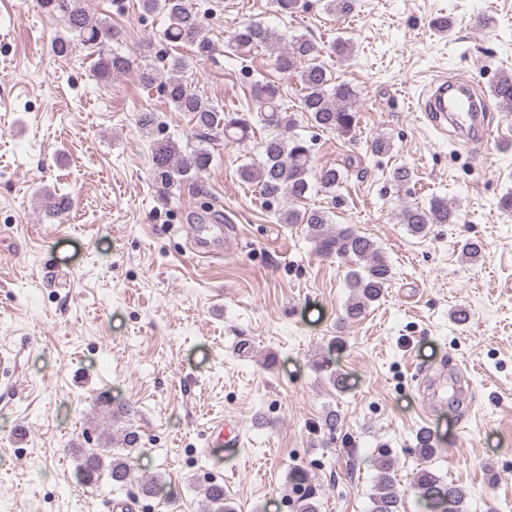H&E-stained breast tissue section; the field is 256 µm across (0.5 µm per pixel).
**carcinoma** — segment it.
Returning a JSON list of instances; mask_svg holds the SVG:
<instances>
[{"label":"carcinoma","instance_id":"cac0c4a2","mask_svg":"<svg viewBox=\"0 0 512 512\" xmlns=\"http://www.w3.org/2000/svg\"><path fill=\"white\" fill-rule=\"evenodd\" d=\"M43 8L57 12L63 18L68 35L60 36L51 44L52 52L67 57L73 51L74 42L97 52L94 63L96 73L102 78L124 72L128 59L109 50L112 26L105 21L89 18L82 0H40ZM142 13L164 14L168 25L163 39L176 47L181 44L196 48L201 56L210 55L215 45L205 35L202 20L187 0H139ZM234 41L241 48L263 47L276 55L278 68L285 73H298L302 84V111L317 128L336 131L344 136L352 135L358 124L357 93L346 83L332 84L330 70L317 59L315 46L304 36H296L289 47L280 49L278 39L260 24H246L234 34ZM186 61L180 56L168 59L163 72L145 68L140 81L151 86L159 83L167 101L175 109L191 116L200 138L195 144L180 145L172 138L154 137L155 116L152 112L139 115V127L152 138V176L164 189L180 185L204 172L212 161L206 140L222 137L226 141H244L258 124L266 136L260 139L262 160L245 165L241 178L258 188L259 194L268 201L283 198L302 200L308 193L311 174L310 141L292 133L297 126L295 114L283 107L278 91L268 83L257 85L256 108L253 112H226L212 105L193 92L184 79ZM499 106L512 111V76L501 74L493 88ZM343 173L335 167H326L319 173L318 184L329 193L336 192L342 184ZM283 224H303L314 245L315 252L325 258L333 256L356 262V268L348 275L351 298L346 305V318L356 320L383 295L392 278V265L371 238L350 228H333L326 212L321 210L288 209L280 213ZM457 209L442 199H433L426 206L409 204L402 208L400 221L414 237L424 238L434 224H457ZM140 445L137 431L127 429L121 438V448H84L79 463L80 476L85 484L96 485L105 478L112 492L122 493L133 486L141 497L155 498L161 483L154 479L134 475L127 458ZM436 448L431 433L416 434V451L427 459ZM375 493L371 512H401L402 494L393 477L392 459L383 454L379 457ZM293 488L294 512H319L317 490L308 483L304 470L298 468L290 476ZM414 489L436 512H461L465 499L464 490L448 483L427 467L419 469L413 481ZM203 496L213 512H234L224 486L207 483Z\"/></svg>","mask_w":512,"mask_h":512}]
</instances>
